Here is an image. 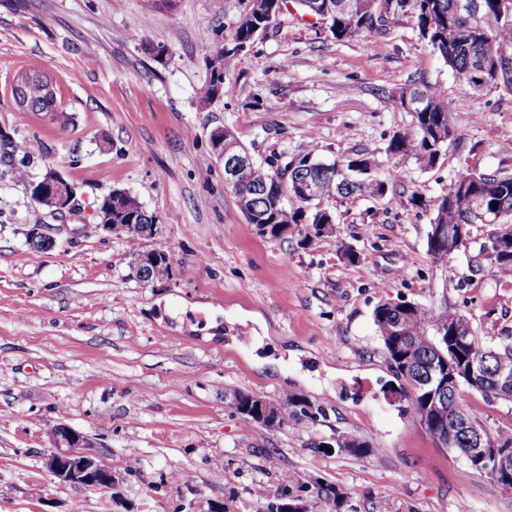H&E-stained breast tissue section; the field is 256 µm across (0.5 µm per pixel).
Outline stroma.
<instances>
[{"label": "stroma", "instance_id": "1", "mask_svg": "<svg viewBox=\"0 0 512 512\" xmlns=\"http://www.w3.org/2000/svg\"><path fill=\"white\" fill-rule=\"evenodd\" d=\"M246 7L0 0V512H266L284 493L311 512H512L487 474L421 427L373 322L378 304L405 300L465 314L483 342L512 336V279L483 251L487 226L436 261L425 207L468 166L512 170V95L465 98L412 15L338 41L292 2L205 101ZM29 68L56 81L66 129L15 105L11 88ZM413 84L456 108L431 168L386 151L413 124L398 105ZM218 127L260 163L364 153L401 179L382 197L327 201L328 236L272 240L224 182ZM52 167L76 192L62 216L32 196ZM116 188L154 216L153 238L85 233ZM61 223L54 249L29 246L32 225ZM148 249L168 254L169 279L132 272L127 255ZM234 389L305 405L269 429L226 405ZM459 402L488 433L512 432V402L467 388ZM60 423L108 457L112 489L46 467ZM340 436L367 441L371 455L336 448ZM319 480L344 493L342 510L317 499Z\"/></svg>", "mask_w": 512, "mask_h": 512}]
</instances>
